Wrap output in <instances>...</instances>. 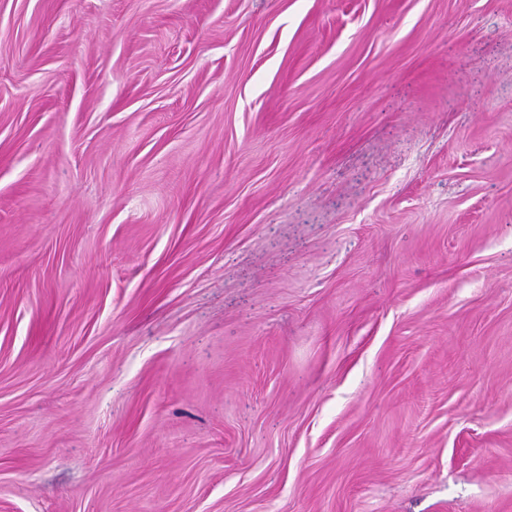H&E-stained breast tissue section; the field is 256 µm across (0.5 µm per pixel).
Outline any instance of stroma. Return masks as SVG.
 Segmentation results:
<instances>
[{
  "label": "stroma",
  "instance_id": "obj_1",
  "mask_svg": "<svg viewBox=\"0 0 512 512\" xmlns=\"http://www.w3.org/2000/svg\"><path fill=\"white\" fill-rule=\"evenodd\" d=\"M0 512H512V0H0Z\"/></svg>",
  "mask_w": 512,
  "mask_h": 512
}]
</instances>
